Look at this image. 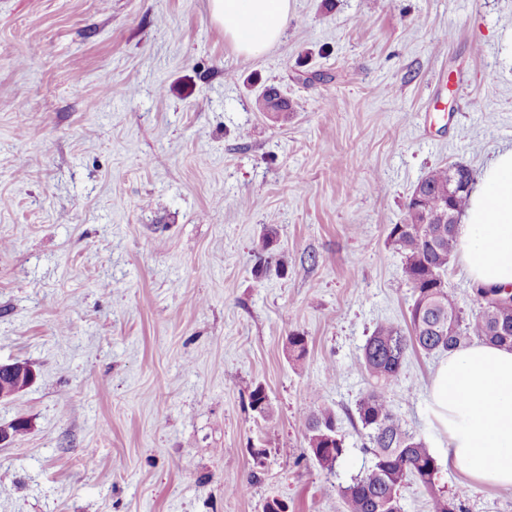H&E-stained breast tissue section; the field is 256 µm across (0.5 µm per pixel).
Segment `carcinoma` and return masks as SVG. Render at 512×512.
Listing matches in <instances>:
<instances>
[{
    "label": "carcinoma",
    "instance_id": "1",
    "mask_svg": "<svg viewBox=\"0 0 512 512\" xmlns=\"http://www.w3.org/2000/svg\"><path fill=\"white\" fill-rule=\"evenodd\" d=\"M255 109L274 121L288 119V100L270 87L255 101ZM447 164L431 168L412 190L405 223L394 224L389 239L404 258L403 284L413 303L407 328L395 322L376 326L362 349L361 367L369 389L355 404V415L365 432L364 448L370 455L365 471L340 487L344 512H402L401 489L413 483L426 495L427 512H461L455 499L436 483L438 459L415 432L407 428L388 398L401 381L402 368L411 350L427 355L444 354L469 345L472 340L512 348V293L502 291L494 303L477 302V311L464 317L455 295L445 286L448 264L458 247V225L427 223L430 213L445 204L462 214L470 191H460L449 182ZM277 241L274 225L263 236L258 271L283 272L288 268L284 253L273 250ZM307 353V339L297 332L288 335V358L300 363ZM252 411L266 416L269 400L264 388L249 394ZM308 458L321 470L332 473L346 454L336 411L319 408L306 417Z\"/></svg>",
    "mask_w": 512,
    "mask_h": 512
}]
</instances>
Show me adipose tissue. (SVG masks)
<instances>
[{
	"instance_id": "ef3b65f1",
	"label": "adipose tissue",
	"mask_w": 512,
	"mask_h": 512,
	"mask_svg": "<svg viewBox=\"0 0 512 512\" xmlns=\"http://www.w3.org/2000/svg\"><path fill=\"white\" fill-rule=\"evenodd\" d=\"M235 50L264 54L281 37L289 0H210ZM462 262L483 287L512 286V148L498 151L472 190L458 229ZM448 457L473 481L512 486V350L477 341L450 352L429 393Z\"/></svg>"
}]
</instances>
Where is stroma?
Instances as JSON below:
<instances>
[{
  "mask_svg": "<svg viewBox=\"0 0 512 512\" xmlns=\"http://www.w3.org/2000/svg\"><path fill=\"white\" fill-rule=\"evenodd\" d=\"M509 34L512 0H291L246 57L208 0H0V363L35 373L0 400L28 423L0 512H341L362 348L412 305L389 229L431 168L512 148ZM269 86L287 121L255 110ZM269 224L288 270L259 277ZM441 361L409 352L389 398L464 512H512L448 461ZM318 407L332 474L304 457ZM306 428L309 460L321 470L334 473L347 451L336 411L325 407L312 411L306 417Z\"/></svg>",
  "mask_w": 512,
  "mask_h": 512,
  "instance_id": "35a3bbf8",
  "label": "stroma"
}]
</instances>
